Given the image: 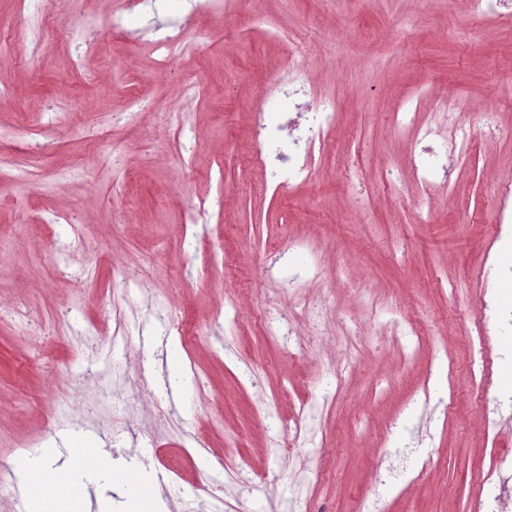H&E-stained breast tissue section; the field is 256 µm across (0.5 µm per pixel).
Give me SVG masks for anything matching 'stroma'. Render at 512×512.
Segmentation results:
<instances>
[{
	"label": "stroma",
	"instance_id": "35a3bbf8",
	"mask_svg": "<svg viewBox=\"0 0 512 512\" xmlns=\"http://www.w3.org/2000/svg\"><path fill=\"white\" fill-rule=\"evenodd\" d=\"M80 5L123 17L83 57L65 31L68 0L35 25L0 0V84L13 91L0 107V299L24 296L48 326L69 311L63 332L34 347L0 323V397L12 409L0 422V463L14 467L27 443L104 447L102 471L82 485L54 463L57 498L109 499L123 512L142 500L161 512L190 501L203 512H482L478 475L512 460V409L497 404L512 393V358L502 355L512 331L481 315L497 174L512 159V23L475 18L464 0H238L232 15L197 18L188 30L197 52L167 73L138 34L152 18L180 22L187 0H153L144 13L125 0ZM292 40L341 129L315 184L265 192L248 118L285 73ZM185 81L199 94H180ZM134 91L151 110L120 122ZM60 94L70 119L44 151L38 133ZM418 94L423 117L447 98L475 134L454 193L430 200L378 185L406 154L386 114ZM181 112L191 151L157 159L156 139ZM115 152L120 166L102 167ZM76 160L83 177L57 189L56 173ZM62 209L79 214L78 229L50 222ZM426 210L432 220L418 222ZM291 239L299 247L287 249ZM64 247L89 272L74 289L60 273ZM318 255L328 277L312 293L337 321L331 348L302 351L254 312L288 310L281 288ZM145 257L154 265L143 289L131 277ZM369 297L407 310L439 358L406 368L389 337L354 331ZM172 310L184 335L163 332ZM48 364L66 381L51 394ZM89 368L97 411L78 426L49 421L71 409L68 383ZM119 374L142 381L147 397L115 433L104 419ZM303 401L307 434L289 458L283 445ZM484 414L495 427H483Z\"/></svg>",
	"mask_w": 512,
	"mask_h": 512
}]
</instances>
